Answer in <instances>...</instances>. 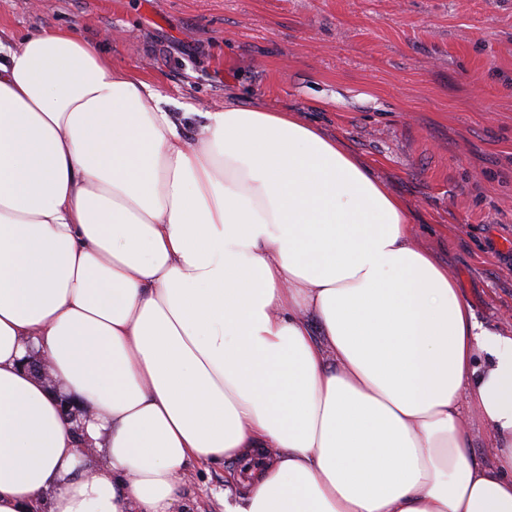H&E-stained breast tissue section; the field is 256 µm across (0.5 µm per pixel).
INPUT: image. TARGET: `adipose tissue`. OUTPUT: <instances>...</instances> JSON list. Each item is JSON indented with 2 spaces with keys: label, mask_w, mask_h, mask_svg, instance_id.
I'll return each mask as SVG.
<instances>
[{
  "label": "adipose tissue",
  "mask_w": 512,
  "mask_h": 512,
  "mask_svg": "<svg viewBox=\"0 0 512 512\" xmlns=\"http://www.w3.org/2000/svg\"><path fill=\"white\" fill-rule=\"evenodd\" d=\"M202 118L70 31L0 43V512H181L254 456L224 512H512V336L339 139ZM59 408L60 413L63 417V419L71 422L74 424V431L76 433L77 442H78V448L81 454H89L92 452L93 448H90V445H88L84 439L83 435V423L81 421L80 415L84 414L85 417H87V412L80 410L79 408L75 407L74 403L71 401L70 398L65 396L59 397ZM494 432L485 426L473 423V444L472 452L482 458L487 464L492 463L494 458ZM235 469L236 464L228 461L191 468L183 486L185 511L224 512V482Z\"/></svg>",
  "instance_id": "adipose-tissue-1"
}]
</instances>
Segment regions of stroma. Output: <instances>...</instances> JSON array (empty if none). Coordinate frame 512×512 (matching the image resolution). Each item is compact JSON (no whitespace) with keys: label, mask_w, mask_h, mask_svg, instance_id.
I'll return each mask as SVG.
<instances>
[{"label":"stroma","mask_w":512,"mask_h":512,"mask_svg":"<svg viewBox=\"0 0 512 512\" xmlns=\"http://www.w3.org/2000/svg\"><path fill=\"white\" fill-rule=\"evenodd\" d=\"M70 29L198 112H292L406 206L483 327L512 336V0H0V43ZM221 462L189 512H224Z\"/></svg>","instance_id":"stroma-1"}]
</instances>
